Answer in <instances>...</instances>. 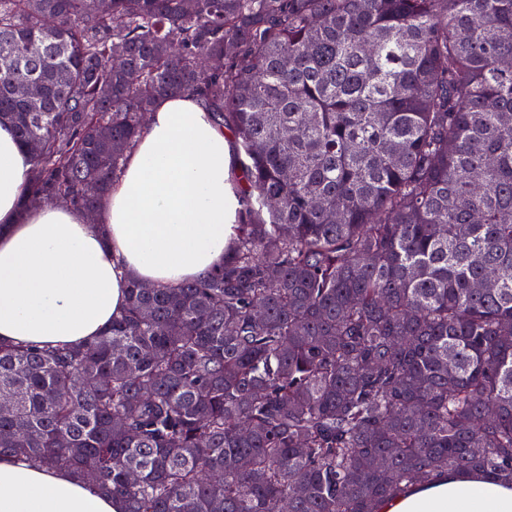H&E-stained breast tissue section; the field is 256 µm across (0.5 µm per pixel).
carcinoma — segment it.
<instances>
[{
  "instance_id": "obj_1",
  "label": "carcinoma",
  "mask_w": 512,
  "mask_h": 512,
  "mask_svg": "<svg viewBox=\"0 0 512 512\" xmlns=\"http://www.w3.org/2000/svg\"><path fill=\"white\" fill-rule=\"evenodd\" d=\"M173 94L233 139L224 264L128 279L83 345L0 343V455L123 512H379L439 473L512 481V0H0L22 213H98Z\"/></svg>"
}]
</instances>
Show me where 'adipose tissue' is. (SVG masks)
Wrapping results in <instances>:
<instances>
[{
    "mask_svg": "<svg viewBox=\"0 0 512 512\" xmlns=\"http://www.w3.org/2000/svg\"><path fill=\"white\" fill-rule=\"evenodd\" d=\"M230 136L189 95L161 99L96 222L63 204L22 212L28 153L0 126V342L81 344L126 305L133 277L154 288L224 260L239 208ZM66 470L0 458V512H120ZM380 512H512V484L454 472Z\"/></svg>",
    "mask_w": 512,
    "mask_h": 512,
    "instance_id": "ef3b65f1",
    "label": "adipose tissue"
}]
</instances>
